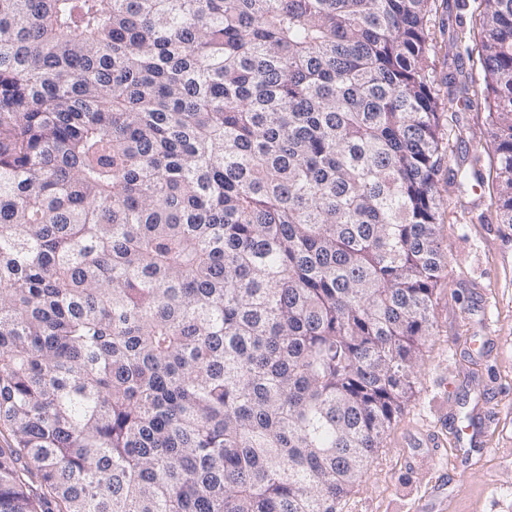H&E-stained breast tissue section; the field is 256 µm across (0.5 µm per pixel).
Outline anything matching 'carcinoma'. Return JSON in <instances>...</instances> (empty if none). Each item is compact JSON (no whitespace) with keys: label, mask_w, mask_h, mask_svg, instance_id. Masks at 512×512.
Instances as JSON below:
<instances>
[{"label":"carcinoma","mask_w":512,"mask_h":512,"mask_svg":"<svg viewBox=\"0 0 512 512\" xmlns=\"http://www.w3.org/2000/svg\"><path fill=\"white\" fill-rule=\"evenodd\" d=\"M432 2L0 0V512H335L434 333Z\"/></svg>","instance_id":"carcinoma-1"}]
</instances>
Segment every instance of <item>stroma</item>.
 <instances>
[{
	"label": "stroma",
	"instance_id": "1",
	"mask_svg": "<svg viewBox=\"0 0 512 512\" xmlns=\"http://www.w3.org/2000/svg\"><path fill=\"white\" fill-rule=\"evenodd\" d=\"M432 81L440 102L449 77L467 63L452 32L478 35L474 4L435 0ZM448 151L436 178L439 231L446 266L434 296V334L415 368L417 394L386 431L366 473L336 512H424L441 493L442 512H512V224L498 223L489 190L454 176L473 154H487L483 109L442 112ZM474 418L471 442L459 443L454 422ZM428 436L436 448L414 442Z\"/></svg>",
	"mask_w": 512,
	"mask_h": 512
}]
</instances>
